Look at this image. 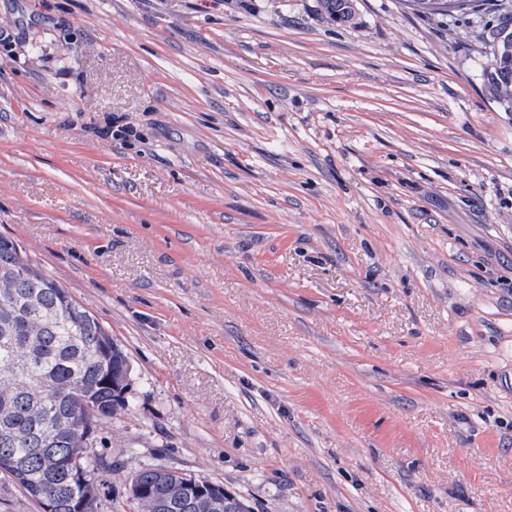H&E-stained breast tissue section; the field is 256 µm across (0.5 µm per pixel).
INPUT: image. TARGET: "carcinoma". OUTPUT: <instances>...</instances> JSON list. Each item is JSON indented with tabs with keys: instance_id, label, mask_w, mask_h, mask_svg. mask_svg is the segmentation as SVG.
<instances>
[{
	"instance_id": "obj_1",
	"label": "carcinoma",
	"mask_w": 512,
	"mask_h": 512,
	"mask_svg": "<svg viewBox=\"0 0 512 512\" xmlns=\"http://www.w3.org/2000/svg\"><path fill=\"white\" fill-rule=\"evenodd\" d=\"M336 23L351 20L354 0H319ZM433 15L489 17L482 90L512 112V0H416ZM127 357L70 292L0 236V472L31 500L73 512L74 495L99 512L94 487L96 424L127 408ZM88 459L85 484L65 464ZM139 512H251L221 483L174 469L144 468L130 481Z\"/></svg>"
}]
</instances>
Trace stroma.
<instances>
[{
	"label": "stroma",
	"mask_w": 512,
	"mask_h": 512,
	"mask_svg": "<svg viewBox=\"0 0 512 512\" xmlns=\"http://www.w3.org/2000/svg\"><path fill=\"white\" fill-rule=\"evenodd\" d=\"M407 0H0V236L132 367L100 512H512V112ZM321 8L336 23L351 20L354 14V0H319ZM177 474L174 469L144 468L131 479L132 489L140 490L143 502L139 511H131L128 499L141 501L132 491L126 504L119 505L116 512H251L250 507L239 496L224 489V484L213 482L205 477L185 472ZM196 480L194 487L185 483ZM128 509V510H126Z\"/></svg>",
	"instance_id": "obj_1"
}]
</instances>
